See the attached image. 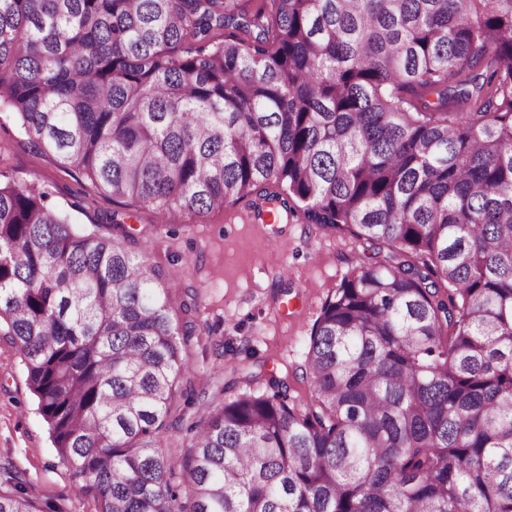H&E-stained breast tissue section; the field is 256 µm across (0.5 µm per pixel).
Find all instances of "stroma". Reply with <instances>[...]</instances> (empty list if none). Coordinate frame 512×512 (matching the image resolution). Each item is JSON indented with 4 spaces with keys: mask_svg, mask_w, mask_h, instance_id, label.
<instances>
[{
    "mask_svg": "<svg viewBox=\"0 0 512 512\" xmlns=\"http://www.w3.org/2000/svg\"><path fill=\"white\" fill-rule=\"evenodd\" d=\"M0 172L47 187L50 202L73 223L107 235L113 222L134 238V250L181 279L169 291L173 310L196 303L197 338L187 362L203 403L185 407L184 429L164 435L168 452L183 455L188 424L223 404L224 373L246 355L264 361L266 372H292L288 394L305 398L298 374L317 314L343 276L365 260L362 244L348 235L316 230L293 218L279 224L235 220L247 200L207 216L178 214L159 220L139 203L112 200L86 176L63 168L0 113ZM21 486L54 512H97V503L76 489L55 454L48 426L31 393L19 349L0 335V487Z\"/></svg>",
    "mask_w": 512,
    "mask_h": 512,
    "instance_id": "35a3bbf8",
    "label": "stroma"
}]
</instances>
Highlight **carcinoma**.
I'll list each match as a JSON object with an SVG mask.
<instances>
[{"mask_svg": "<svg viewBox=\"0 0 512 512\" xmlns=\"http://www.w3.org/2000/svg\"><path fill=\"white\" fill-rule=\"evenodd\" d=\"M1 111L162 218L253 195L373 252L312 325L310 397L271 376L177 462L196 304L0 179V325L98 512H512V0H0Z\"/></svg>", "mask_w": 512, "mask_h": 512, "instance_id": "1", "label": "carcinoma"}]
</instances>
